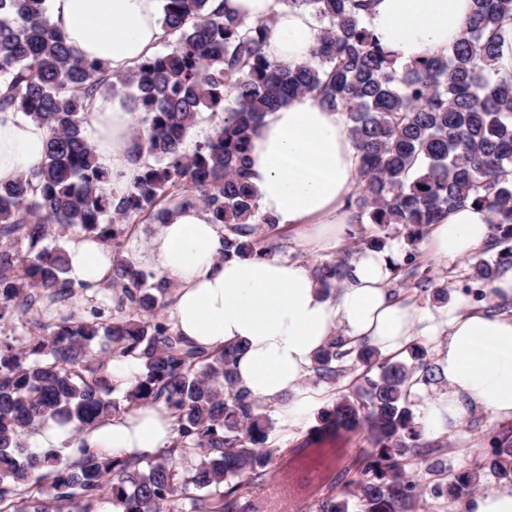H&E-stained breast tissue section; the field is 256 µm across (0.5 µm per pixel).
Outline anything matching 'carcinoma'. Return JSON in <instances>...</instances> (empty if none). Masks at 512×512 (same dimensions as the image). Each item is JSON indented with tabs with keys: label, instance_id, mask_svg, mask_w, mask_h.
<instances>
[{
	"label": "carcinoma",
	"instance_id": "cac0c4a2",
	"mask_svg": "<svg viewBox=\"0 0 512 512\" xmlns=\"http://www.w3.org/2000/svg\"><path fill=\"white\" fill-rule=\"evenodd\" d=\"M277 2L309 10L318 23L301 63L267 58L270 19L248 23L209 0H163L165 51L114 74L73 54L45 0H0V111L48 132L41 165L0 184V240L9 243L0 252V320L28 323L21 303L32 296H83L86 286L67 278V251L44 245L51 235L81 233L112 261L100 283L112 297L93 295L84 313H49L34 324L38 334L0 340V512H97L105 499L115 512H256L251 489L267 480L277 449L267 446L272 424L262 406L235 385L240 348L184 340L166 313L170 282H149L154 274L126 256L125 241L140 224L152 232L177 211L202 208L224 227V258L275 251L282 227L258 209L248 151L265 115L294 96L311 94L344 114L360 161L347 207L374 226L315 268L325 293L340 287L356 254L385 250L393 235L410 249L407 268L395 263L392 274L416 276L431 225L471 203L493 215L487 251L497 257L476 263L461 293L489 309L503 305L491 285L512 268V77L498 75L495 62L512 0H473L448 54L403 65L369 29L364 0ZM115 95L136 114L132 160L142 168L118 194L84 133L96 99ZM205 110L211 130L191 142ZM342 344L334 338L318 352L316 378L336 383L352 354L368 370L321 411L313 432H363L372 450L310 512H351L353 499L363 512H407L424 494L409 476L421 436L412 388L433 380L434 367L418 344L410 363L389 356L374 364L375 348ZM105 355L140 366L120 400ZM147 404L164 406L175 431L148 457L85 447L72 457L27 442L50 420L72 425L78 442L100 421ZM491 445L483 468L511 483L512 431ZM189 456L195 464L186 468ZM479 481L477 472L459 473L433 491L460 496Z\"/></svg>",
	"mask_w": 512,
	"mask_h": 512
}]
</instances>
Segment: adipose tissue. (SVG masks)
Segmentation results:
<instances>
[{"instance_id":"obj_1","label":"adipose tissue","mask_w":512,"mask_h":512,"mask_svg":"<svg viewBox=\"0 0 512 512\" xmlns=\"http://www.w3.org/2000/svg\"><path fill=\"white\" fill-rule=\"evenodd\" d=\"M226 13L247 21L275 17L265 46L270 60L306 59L317 39L309 11L277 0H211ZM473 0H372L369 27L379 43L409 63L418 56L446 54L458 39ZM51 24L73 52L123 72L154 53L162 35V0H46ZM132 113L122 96L97 99L85 134L97 146V162L121 191L138 174L128 160ZM47 130L16 112H0V182L36 169L44 159ZM250 181L261 213L283 227L303 226L315 252L336 248L354 223L347 198L356 183L358 152L340 112L323 108L312 95L291 99L269 113L250 151ZM489 213L465 205L430 230L432 256L457 259L475 255L490 238ZM221 228L194 208L173 214L151 250L166 280L179 288L170 308L176 330L190 343L208 349L239 344L235 363L238 387L259 404L288 399L283 424L298 421L317 400L299 386L314 358L331 338L365 342L382 352L399 349L420 321L416 308L395 297L385 282L387 253L369 251L353 259L344 286L325 296L303 262L280 258L220 257ZM68 277L97 285L110 263L98 242L80 239L68 249ZM439 372L446 396L421 407L433 430L458 422L467 405L512 418V308L453 317L441 352ZM173 436L163 406L138 407L99 422L83 436L88 448L116 456L153 454ZM70 427L55 424L34 435L36 448H61L76 454Z\"/></svg>"}]
</instances>
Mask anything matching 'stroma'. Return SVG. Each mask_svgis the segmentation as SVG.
<instances>
[{"mask_svg":"<svg viewBox=\"0 0 512 512\" xmlns=\"http://www.w3.org/2000/svg\"><path fill=\"white\" fill-rule=\"evenodd\" d=\"M419 260L429 279L447 284L446 303H439L431 294L399 283L394 277L389 279L388 287L413 304L428 325V332L415 334L414 340L425 348L427 362L434 365L448 339V321L475 305L474 300L460 292L474 261L470 258L439 259L425 251L421 252ZM303 387L319 392L320 398L298 424L282 425L280 404H269L264 409L272 423L268 444L277 448L278 453L273 462V479L252 490L257 512H309L311 505L336 484L341 470L351 465L368 446L360 432L314 434L312 428L319 409L331 405L338 388L313 376L305 380ZM502 429L512 430V419H499L472 408L449 429H423L422 439L427 446L417 457L421 465L417 476L426 493L416 502L413 512H459V499L433 496L432 487L441 482L448 471H481L480 465L490 450L489 440L494 432Z\"/></svg>","mask_w":512,"mask_h":512,"instance_id":"35a3bbf8","label":"stroma"}]
</instances>
